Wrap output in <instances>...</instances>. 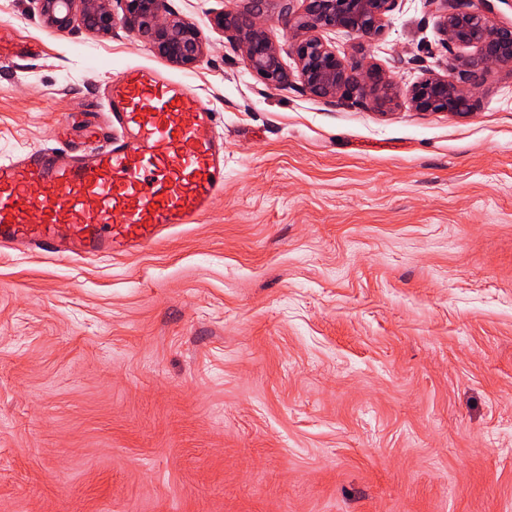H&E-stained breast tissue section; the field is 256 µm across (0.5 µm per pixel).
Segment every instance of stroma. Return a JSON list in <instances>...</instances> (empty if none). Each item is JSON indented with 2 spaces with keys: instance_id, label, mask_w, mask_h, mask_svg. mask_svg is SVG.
<instances>
[{
  "instance_id": "35a3bbf8",
  "label": "stroma",
  "mask_w": 512,
  "mask_h": 512,
  "mask_svg": "<svg viewBox=\"0 0 512 512\" xmlns=\"http://www.w3.org/2000/svg\"><path fill=\"white\" fill-rule=\"evenodd\" d=\"M169 66L224 132V196L144 251L0 253V512H512V67L465 115L405 93L448 52L425 0L336 53L394 104L269 88L213 28ZM0 153L80 147L132 32L0 23ZM35 52V46L20 41L16 30L5 23L0 25V58L12 59L20 56L29 55Z\"/></svg>"
}]
</instances>
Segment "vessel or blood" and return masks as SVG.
I'll use <instances>...</instances> for the list:
<instances>
[{
    "mask_svg": "<svg viewBox=\"0 0 512 512\" xmlns=\"http://www.w3.org/2000/svg\"><path fill=\"white\" fill-rule=\"evenodd\" d=\"M0 25V58L33 53ZM101 146L0 156V249L109 257L194 223L224 192V134L191 86L158 66L112 80Z\"/></svg>",
    "mask_w": 512,
    "mask_h": 512,
    "instance_id": "vessel-or-blood-1",
    "label": "vessel or blood"
}]
</instances>
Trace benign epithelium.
Segmentation results:
<instances>
[{
    "label": "benign epithelium",
    "mask_w": 512,
    "mask_h": 512,
    "mask_svg": "<svg viewBox=\"0 0 512 512\" xmlns=\"http://www.w3.org/2000/svg\"><path fill=\"white\" fill-rule=\"evenodd\" d=\"M44 24L66 29L73 24L85 32L107 36L117 26L112 0H38ZM125 24L136 30L168 63L186 67L205 53L198 28L175 15L165 14L163 0H118ZM278 17L291 29L288 54L293 56L303 89L328 104L357 94L377 107L394 102L396 87L390 73L340 58L328 38L336 32L376 37L384 29L397 0H275ZM267 0H247L244 11L214 16V25L236 43L249 70L268 86H280L289 75L281 49L266 35ZM439 16L442 43L449 53L442 73L428 72L407 91L408 102L419 112L463 114L472 110L471 95L489 66L512 64V22L493 19L492 0H426Z\"/></svg>",
    "instance_id": "benign-epithelium-1"
}]
</instances>
